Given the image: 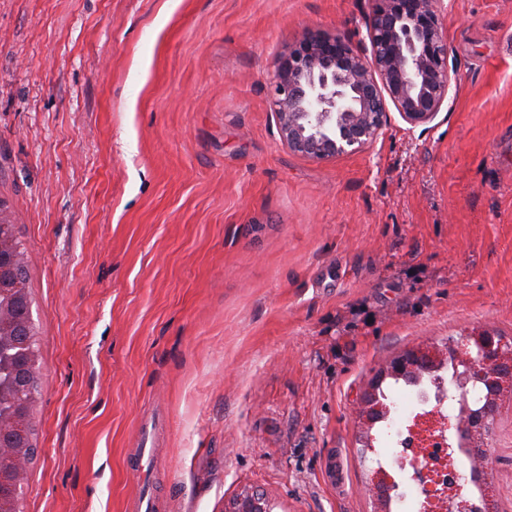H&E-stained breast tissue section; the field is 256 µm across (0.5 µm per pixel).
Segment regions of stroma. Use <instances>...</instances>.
<instances>
[{
    "mask_svg": "<svg viewBox=\"0 0 512 512\" xmlns=\"http://www.w3.org/2000/svg\"><path fill=\"white\" fill-rule=\"evenodd\" d=\"M455 77L369 148L282 145L276 61L369 0H0V200L39 393L21 512H375L360 390L409 349L512 341V0H439ZM157 418L149 480L138 429ZM485 489L512 512V399Z\"/></svg>",
    "mask_w": 512,
    "mask_h": 512,
    "instance_id": "obj_1",
    "label": "stroma"
}]
</instances>
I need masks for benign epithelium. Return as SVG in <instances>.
Returning <instances> with one entry per match:
<instances>
[{"mask_svg":"<svg viewBox=\"0 0 512 512\" xmlns=\"http://www.w3.org/2000/svg\"><path fill=\"white\" fill-rule=\"evenodd\" d=\"M369 45L360 49L339 32L310 33L281 57L272 80V111L283 145L288 150L317 160L354 154L372 146L390 122L387 103L413 127L431 122L440 111L452 83L448 66V42L436 0H371L367 19ZM16 218L9 213L0 222V288L20 278L25 257L12 249ZM28 301L22 295L0 301V352L16 334L11 316L14 302ZM454 363V384L438 386L437 396L452 397L461 417L471 412V388L495 377V368L512 354L489 339L476 353L462 343L448 348ZM435 362L425 360L418 350L394 359L382 375L403 376L420 368L431 371ZM37 394L0 416V435L20 420L32 419ZM417 445L408 461L410 479L423 495L419 512H461L467 504H448V491L439 485L438 471L463 481L457 470V452L448 446L436 458L427 445L448 436V441L467 432V424L456 425L435 411L417 414L408 428ZM33 444L0 447V481L10 477L22 482Z\"/></svg>","mask_w":512,"mask_h":512,"instance_id":"obj_1","label":"benign epithelium"}]
</instances>
